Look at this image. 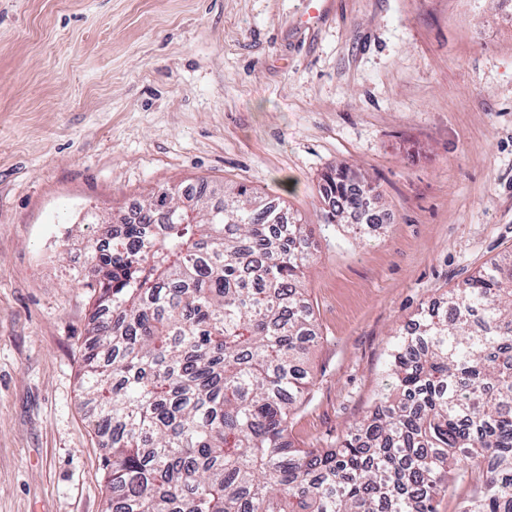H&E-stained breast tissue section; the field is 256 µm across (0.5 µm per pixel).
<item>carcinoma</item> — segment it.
Here are the masks:
<instances>
[{
    "label": "carcinoma",
    "instance_id": "1",
    "mask_svg": "<svg viewBox=\"0 0 512 512\" xmlns=\"http://www.w3.org/2000/svg\"><path fill=\"white\" fill-rule=\"evenodd\" d=\"M326 222L376 188L339 166ZM80 271L98 309L82 389L109 436L112 512H437L448 473L474 484L457 512H512V252L421 308L394 335L387 393L327 448L289 427L317 338L302 288L312 229L245 185L178 186L141 204Z\"/></svg>",
    "mask_w": 512,
    "mask_h": 512
}]
</instances>
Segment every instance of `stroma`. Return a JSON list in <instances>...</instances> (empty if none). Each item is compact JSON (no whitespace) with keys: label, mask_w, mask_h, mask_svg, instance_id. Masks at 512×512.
<instances>
[{"label":"stroma","mask_w":512,"mask_h":512,"mask_svg":"<svg viewBox=\"0 0 512 512\" xmlns=\"http://www.w3.org/2000/svg\"><path fill=\"white\" fill-rule=\"evenodd\" d=\"M307 3L0 0V512L109 506L84 215L243 184L312 225L302 448L373 408L421 305L512 251V0H336L310 31ZM341 165L388 216L361 243L325 221Z\"/></svg>","instance_id":"1"}]
</instances>
